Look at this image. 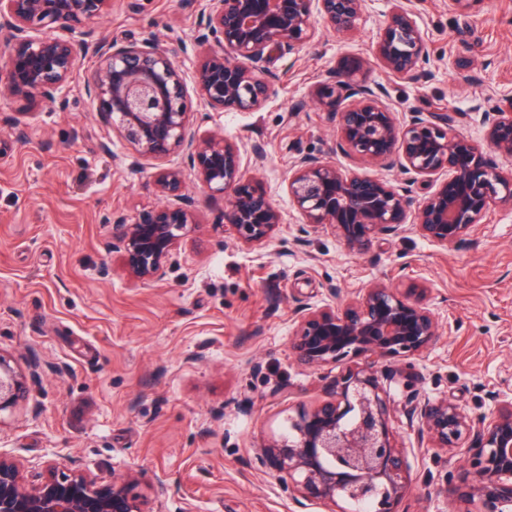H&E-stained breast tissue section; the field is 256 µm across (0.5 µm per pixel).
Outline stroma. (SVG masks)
<instances>
[{"mask_svg":"<svg viewBox=\"0 0 512 512\" xmlns=\"http://www.w3.org/2000/svg\"><path fill=\"white\" fill-rule=\"evenodd\" d=\"M392 7L368 0L354 36L272 54L275 91L257 111L212 113L208 130L264 146L245 167L283 222L266 246H241L220 223L225 197L186 173L180 191L198 203L196 227L155 283L126 276L101 218L161 209L170 198L155 185L159 166L134 165L99 123L83 90L93 60L73 76L63 106L0 100V113L22 112L28 122L24 143L0 125V355L20 363L33 355L43 366L29 396L0 414V456L28 483L52 463L95 477L136 473L142 512H323L296 504L253 450L321 399L333 377L291 355L298 305L329 304L330 289L344 297L378 279L430 288L440 333L390 382L396 404L414 392L448 396L477 415L493 408L495 393L512 394V206L488 211L480 233L459 245L411 233L377 239L358 256L333 235L300 233L288 198L295 157L329 156L336 141L334 122L311 101L327 69L368 60L397 117L449 112L476 139V101L512 97V0H477L460 12L448 0H414L432 47L420 82L392 76L374 58ZM197 24L194 0H112L92 22L107 38L152 35L189 78L201 57L177 41ZM461 465L435 448L412 456L404 512H455L445 480Z\"/></svg>","mask_w":512,"mask_h":512,"instance_id":"35a3bbf8","label":"stroma"}]
</instances>
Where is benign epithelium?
Wrapping results in <instances>:
<instances>
[{
  "label": "benign epithelium",
  "instance_id": "1",
  "mask_svg": "<svg viewBox=\"0 0 512 512\" xmlns=\"http://www.w3.org/2000/svg\"><path fill=\"white\" fill-rule=\"evenodd\" d=\"M112 0H0V33L8 65L0 68V97L33 104L62 103L83 61L94 59L85 94L98 120L140 161L179 155L184 167L167 168L157 186L178 190L184 170L212 192L228 196L220 223L224 234L247 247L265 245L283 221L260 182L245 177L243 155L263 156L257 144H238L193 123V116L234 109L258 110L273 91L267 61L273 52L297 51L319 36L318 23L338 37L358 29L367 0H195L198 26L193 48L202 60L187 88L172 52L155 38L110 40L90 21L106 14ZM429 44L411 0H396L375 45V56L392 75L409 81L426 76ZM315 97L336 124L333 152L407 175L404 185L382 176L352 173L323 157L301 154L288 177V197L303 218L302 232L333 234L354 255L381 236L415 233L441 246L478 234L481 218L497 204L512 205V168L493 163L495 153L512 161V100L484 99L482 140L458 134L446 112L415 110L397 118L387 88L368 79L363 67L330 69L317 81ZM431 187L417 195L418 184ZM196 201L178 195L158 211L134 221L104 218L112 249L126 275L140 283L161 280L195 223ZM417 283L396 288L376 280L334 306L299 305L290 348L297 364L334 366L327 398L298 409L289 435L271 437L255 452L259 467L273 473L299 504L326 512H351V504L384 496L379 512H403L411 484L409 454L439 448L463 459L460 482L449 495L462 512H512V398L476 417L443 396L407 397L405 412L417 448L396 441V410L385 385L409 360L439 339L427 299ZM39 359L26 368L0 355V412L28 394L40 379ZM139 477L126 473L103 483L79 470L47 468L29 487L15 463L0 457V512H142L131 495Z\"/></svg>",
  "mask_w": 512,
  "mask_h": 512
}]
</instances>
